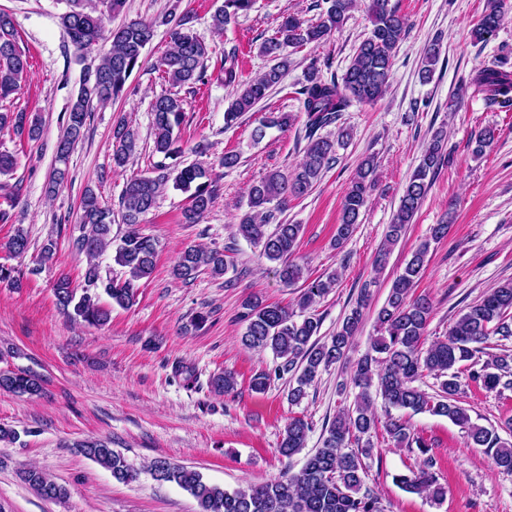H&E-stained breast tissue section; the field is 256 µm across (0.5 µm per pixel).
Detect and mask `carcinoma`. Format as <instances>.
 <instances>
[{
  "label": "carcinoma",
  "mask_w": 512,
  "mask_h": 512,
  "mask_svg": "<svg viewBox=\"0 0 512 512\" xmlns=\"http://www.w3.org/2000/svg\"><path fill=\"white\" fill-rule=\"evenodd\" d=\"M326 2L329 6L316 24L306 25L293 14L284 17L276 35L260 46V53L274 64L255 79L241 83L235 52L224 53V86L239 88L224 112V127L233 126L244 114L254 111L258 103L280 85L290 66L286 48L324 41L332 31L343 26L356 6V0ZM253 4L254 0H223L214 12L213 30L222 33L225 26L250 11ZM503 15V0H487L486 9L472 30L474 39L484 42L495 35ZM369 16L371 29L355 48L341 76H324L316 62L309 67L306 84L300 91L308 139L303 160L289 175L276 170L253 184L248 191V211L239 220L238 233L260 247L265 259L279 263V277L286 286L303 279L302 267L289 260L303 227L280 220L279 214L288 198L308 194L335 160V142L319 135L318 131L338 120L352 102L371 103L382 97L389 83L395 51L406 35V19L391 0H370ZM188 23L187 16L175 21L170 31L171 47L157 64L162 78L173 87L203 83L206 78L204 60L208 46L190 30ZM61 24L78 49H87L103 38L111 42L109 51L94 70V78L84 80L77 98L68 104L66 125L56 145L57 161L65 164L84 136L90 102L96 100L105 104L123 97L127 81L140 66L143 50L154 37V28L150 23L130 20L107 32L102 17L88 9L87 0H70V9L61 16ZM438 56L436 44L425 52L421 67L423 80L431 79ZM28 67V57L18 45L12 16L0 12V100L19 89ZM469 84L481 92L491 106L512 105V60L499 58L477 69ZM150 112L155 152L166 159H177L183 153V146L175 135L184 120L183 100L174 93L157 96L150 103ZM295 121L296 116L292 114L271 112L259 121L254 137L259 140L265 136V129H283ZM2 126L12 128L20 139L34 140L40 134L37 122L22 111L0 112ZM113 139L112 162L120 168L137 152L139 135L121 121L113 129ZM493 139L491 129L475 132L471 139L473 155H483ZM447 143L444 130L433 133L387 226L385 242L375 258L378 268L388 263L392 248L405 235L408 224L419 211L431 178L451 156ZM375 169L374 158L369 157L350 180L342 202L341 222L336 228L339 244L348 240L359 224L362 209L375 186ZM167 182L164 175L126 182L120 201L121 220L126 230L117 244L112 236V209L101 203L93 189L85 190L80 202L81 234L72 239V246L87 258L86 287L79 295L69 279L57 282L55 297L63 314L100 326L110 319V310L100 304V295H107L122 308L134 304L137 282L152 274L157 256L155 239L142 234L137 224L156 205ZM173 187L190 193V205L184 213L188 224L198 223L217 196V186L209 170L200 164L183 167L174 178ZM448 229L447 224L434 225L430 237L415 248L403 272L393 281L377 312L379 336L356 363L353 385L359 392L355 409L352 412L342 410L325 423L321 446L307 457L298 472L229 491L206 483L193 470L174 465L165 458H156L150 464L154 478L174 482L188 491L197 501L199 512H382L378 497L365 487L366 460L372 457L374 450L369 437L382 423L371 407L370 388L374 385L390 408L429 412L465 428L474 446L493 449V463L498 470L512 473V443L501 441L496 431L471 421L467 409L460 405L461 384L457 372L458 365L468 362L472 366L471 379L486 389L512 387V354H495L479 368L473 362L490 336L504 339L512 336V281L498 285L469 306L449 325L444 339L426 342L432 303L429 297L416 296L414 291L431 243L445 238ZM4 247L15 256L27 253L29 242L24 230L16 229ZM112 247L116 264L124 269L122 278L112 276L110 268L102 269L98 261ZM203 268L216 275L227 273L229 265L224 252L188 247L179 256L174 276L187 280ZM336 281L333 273L304 283L298 313L278 304H266L256 296L243 301L240 312V319L245 323L243 343L251 348L269 349L281 360L274 373L263 372L254 377L253 389L261 392L269 385L271 375L291 372L296 375V385L289 389L288 396L298 403L321 371L347 358L371 293L369 285H364L356 306L336 334L322 337L321 319L309 309L335 288ZM425 375L440 380L438 391L430 394L415 385ZM0 390L35 396L42 391V379L28 370L0 371ZM382 424L394 445L414 446L425 455L417 469L394 476L395 484L407 492L425 493L435 501L444 499L446 489L433 472L434 461L428 456L427 443L398 417L389 415ZM311 431L312 424L308 421L292 419L284 431L279 454L285 458L297 454L306 447ZM78 450L108 470L118 482L129 483L138 478V471L106 441H84L79 443ZM21 479L45 500L59 501L67 496L66 487L42 469L29 467L21 472Z\"/></svg>",
  "instance_id": "cac0c4a2"
}]
</instances>
